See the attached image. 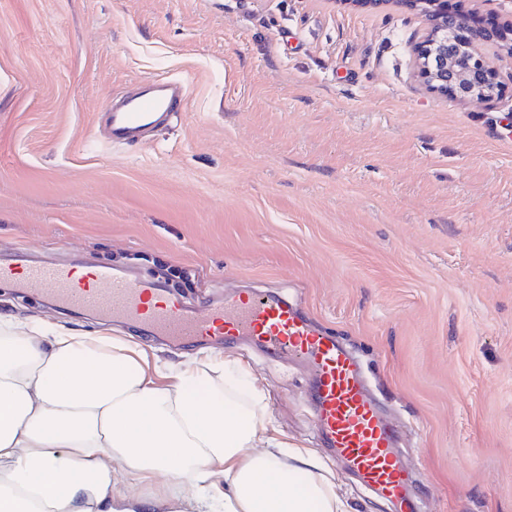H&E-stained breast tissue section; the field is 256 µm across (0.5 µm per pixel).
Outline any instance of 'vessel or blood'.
Here are the masks:
<instances>
[{"instance_id":"1","label":"vessel or blood","mask_w":512,"mask_h":512,"mask_svg":"<svg viewBox=\"0 0 512 512\" xmlns=\"http://www.w3.org/2000/svg\"><path fill=\"white\" fill-rule=\"evenodd\" d=\"M185 98L177 81H150L106 113L112 143L137 145L176 112ZM0 282L40 290L56 302L140 324L176 343L249 340L266 353L307 365L318 436L359 481L387 499L393 512H417L415 481L400 448V431L380 411L357 356L313 326L276 294L233 293L195 310L151 281L108 268L76 285L71 269L37 264L24 273L0 266Z\"/></svg>"}]
</instances>
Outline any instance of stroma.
<instances>
[{"label":"stroma","instance_id":"35a3bbf8","mask_svg":"<svg viewBox=\"0 0 512 512\" xmlns=\"http://www.w3.org/2000/svg\"><path fill=\"white\" fill-rule=\"evenodd\" d=\"M425 26L401 0H0V264L292 298L362 362L419 512H512V84L428 93ZM148 79L183 111L110 143L104 108ZM0 314L200 354L9 283ZM226 351L356 512H393L323 448L303 365Z\"/></svg>","mask_w":512,"mask_h":512}]
</instances>
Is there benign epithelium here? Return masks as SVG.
<instances>
[{
    "instance_id": "7a95c632",
    "label": "benign epithelium",
    "mask_w": 512,
    "mask_h": 512,
    "mask_svg": "<svg viewBox=\"0 0 512 512\" xmlns=\"http://www.w3.org/2000/svg\"><path fill=\"white\" fill-rule=\"evenodd\" d=\"M487 2L473 0L470 18L488 19L482 29L498 47L492 54L484 49L485 40L474 36L459 18L461 8L453 6L455 0H408L407 8L431 17L416 46V76L429 92L462 103L487 102L502 94L500 62L504 53L512 57V49L507 47L512 10L480 12Z\"/></svg>"
}]
</instances>
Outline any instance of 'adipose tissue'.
<instances>
[{
	"mask_svg": "<svg viewBox=\"0 0 512 512\" xmlns=\"http://www.w3.org/2000/svg\"><path fill=\"white\" fill-rule=\"evenodd\" d=\"M245 375L0 316V512H355Z\"/></svg>",
	"mask_w": 512,
	"mask_h": 512,
	"instance_id": "1",
	"label": "adipose tissue"
}]
</instances>
